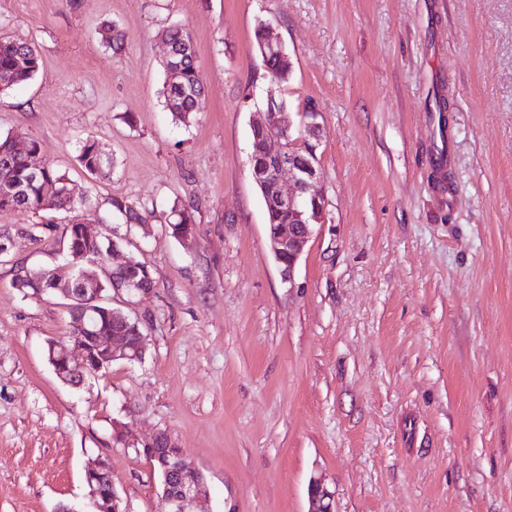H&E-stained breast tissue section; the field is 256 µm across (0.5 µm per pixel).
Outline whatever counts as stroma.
Segmentation results:
<instances>
[{
    "instance_id": "obj_1",
    "label": "stroma",
    "mask_w": 512,
    "mask_h": 512,
    "mask_svg": "<svg viewBox=\"0 0 512 512\" xmlns=\"http://www.w3.org/2000/svg\"><path fill=\"white\" fill-rule=\"evenodd\" d=\"M261 21L292 62L277 86ZM174 24L206 86L184 124L162 94ZM1 37L42 65L0 94V133L39 142L91 230L112 197L151 209L148 228L111 226L156 285L126 308L142 362L72 388L47 356L70 331L63 297L13 286L66 258L35 215L0 211V512H83L97 457L125 512H161L136 447L160 431L205 476L201 512H308L314 476L332 512H512V0H0ZM274 87L322 127L324 218L291 287L249 170ZM89 136L112 160L93 177ZM176 205L186 241L165 224Z\"/></svg>"
}]
</instances>
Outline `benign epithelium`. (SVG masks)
I'll list each match as a JSON object with an SVG mask.
<instances>
[{
	"mask_svg": "<svg viewBox=\"0 0 512 512\" xmlns=\"http://www.w3.org/2000/svg\"><path fill=\"white\" fill-rule=\"evenodd\" d=\"M320 113L303 112L299 125L303 131V145L285 143V134L294 130V123L284 105L277 101L274 91H269L260 118L251 124V133L270 130L262 137L258 151L264 164L255 162L250 154V172L254 183L266 193L265 210L288 214V223L267 225L271 252L280 269L283 283L295 287L294 270L303 255L312 234V227L323 221L325 201L317 189L318 170L315 165V146L309 139H318L321 126ZM289 176L291 187L283 185ZM87 263L100 268L92 277L85 269L70 276L64 272L46 287L36 289L35 295L62 294L70 303L68 311L73 318V329L64 342L48 343V358L56 375L71 387L81 386L88 377L108 369L116 360L140 361L144 357L145 336L139 321L112 307L113 296L132 297L152 292L142 280L126 278L122 273L134 265L128 258L117 266H108L95 258ZM112 280V293L105 292L104 282ZM99 313L114 318L115 328L102 340L93 336L91 318ZM165 433H156L143 443V454L161 469V503L166 512H195L200 500L207 496L203 475L183 458L178 449L163 447ZM86 481L89 492L90 512H123L120 497L112 483L109 464L98 458L87 466ZM310 512H332L330 492L318 478L309 482Z\"/></svg>",
	"mask_w": 512,
	"mask_h": 512,
	"instance_id": "obj_1",
	"label": "benign epithelium"
}]
</instances>
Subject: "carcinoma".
Listing matches in <instances>:
<instances>
[{
	"instance_id": "cac0c4a2",
	"label": "carcinoma",
	"mask_w": 512,
	"mask_h": 512,
	"mask_svg": "<svg viewBox=\"0 0 512 512\" xmlns=\"http://www.w3.org/2000/svg\"><path fill=\"white\" fill-rule=\"evenodd\" d=\"M162 36L180 55L182 69L177 81L180 85H164L163 96L166 107L172 112L175 120L185 124L193 112L197 111L199 101L205 94V85L196 66V49L192 34L184 27H168ZM125 34L117 27L106 29L105 41L118 54L124 50ZM267 71L281 81H287L288 60L278 52H268L261 55ZM41 66V56L35 46L22 39L0 38V91L6 92L16 86L31 81ZM40 152V145L35 139L17 141L7 134H0V187L18 188L16 195L0 198V210H17L42 215L48 212H69L78 201L58 194L48 195L44 189L47 182L66 179L60 171L47 167L42 174L33 179L30 177L31 166L35 163ZM79 166L90 176L101 173L104 168L111 166V160L101 153L98 144L87 139L80 147L77 156ZM109 204L112 213L120 216L127 224H143L146 221L147 210L135 205L124 197L114 196ZM63 244L73 241L78 246L79 253L88 254L98 259L106 252V242L100 240L79 241L76 227H65L61 235ZM57 273L55 268L29 271L16 278L24 286V290L32 291L46 285Z\"/></svg>"
}]
</instances>
